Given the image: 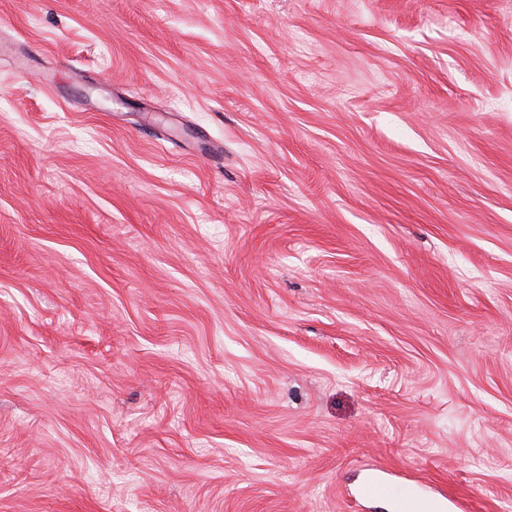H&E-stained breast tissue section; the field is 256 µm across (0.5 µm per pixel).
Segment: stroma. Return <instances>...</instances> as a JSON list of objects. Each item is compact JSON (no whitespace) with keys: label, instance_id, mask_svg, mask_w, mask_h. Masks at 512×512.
Here are the masks:
<instances>
[{"label":"stroma","instance_id":"35a3bbf8","mask_svg":"<svg viewBox=\"0 0 512 512\" xmlns=\"http://www.w3.org/2000/svg\"><path fill=\"white\" fill-rule=\"evenodd\" d=\"M512 512V0H0V512ZM360 494L365 498L395 496L399 500V512L416 511L414 506L416 499L414 498L413 494L407 491L402 492L396 490L395 488L391 487V484L379 478H371L366 481L360 489Z\"/></svg>","mask_w":512,"mask_h":512}]
</instances>
